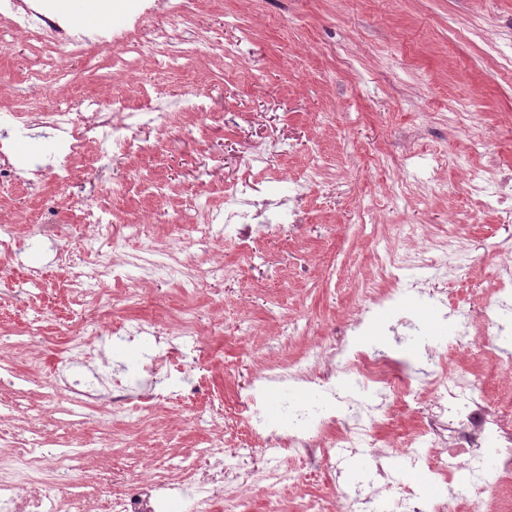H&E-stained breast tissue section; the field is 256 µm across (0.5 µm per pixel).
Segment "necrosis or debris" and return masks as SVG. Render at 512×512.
I'll use <instances>...</instances> for the list:
<instances>
[{"instance_id": "necrosis-or-debris-1", "label": "necrosis or debris", "mask_w": 512, "mask_h": 512, "mask_svg": "<svg viewBox=\"0 0 512 512\" xmlns=\"http://www.w3.org/2000/svg\"><path fill=\"white\" fill-rule=\"evenodd\" d=\"M9 21L15 32L34 29L46 32L47 58L73 55L83 44H124L127 53L141 59L167 58L170 65H185L199 56L223 52L226 59L236 60L232 47L220 48L204 37L173 47L167 27L154 25L142 30L114 32L111 24L102 23L89 34L74 35L60 16L34 0L32 6L18 10L16 0H0V19ZM83 111L71 105L52 103L41 112L23 109L0 113V130L19 124L38 122L68 131L64 150L58 160L55 178L59 186L68 187L78 176L79 164L87 143H95L96 161L128 159L145 152L146 144L125 136V129L140 125L142 113L136 112L123 96L107 103L94 99L83 102ZM253 187L249 182L227 190L224 196V222L234 228V242L241 254H249L253 226L257 223L288 224L296 222L295 212H269L249 209ZM467 192L479 208L495 210L512 198V176L481 170L467 182ZM70 208L93 233L83 239L81 247L89 257L77 276L74 292L86 311H94L100 299L92 284L113 279L131 278L134 269L165 271L172 283L183 290H197L210 276L196 256L189 254L179 238H172L166 250L143 248L126 258L119 244L103 245L99 233L109 228L114 213L111 208L81 195L69 198ZM464 258L459 238L452 232L428 238L416 252H403L384 245L375 259L389 289L366 286L365 298L374 305L396 302L397 285L404 270L412 267L430 269L432 278L442 279L457 272ZM497 285L494 306L472 314L462 306L450 307L454 334L445 349H427V362L434 373V393L425 398L413 394L396 362L389 356L371 357L349 348H329L324 352L326 369L312 374L298 361L267 362L253 381L240 391L233 412L223 404L209 402L190 420L199 430L216 427L234 417L251 435L260 440L262 466L242 469L238 452H229L218 444L200 449L197 461L180 472L152 465L126 476L95 478L82 485L73 483V462L82 451L49 447L47 442L21 431L0 430V512H86L87 503L99 501L102 512H170L179 504L187 512H241L254 488H262L269 500L279 501L285 488L294 486L298 472L290 468L293 460L311 467L335 466L360 454L371 457L367 477L354 494L338 498L336 505L304 502L296 512H370L374 502L386 499L391 512H450L449 488H457L465 512H485L492 494L512 480V397L490 403L477 390L474 377L465 371H448L447 360L456 353L479 354L486 363L484 374L493 381L512 376V358L502 356L496 334L506 333L501 310L512 301V247L502 248L492 271ZM155 347L145 354L138 367L150 381L167 383L168 391L132 395L127 381L119 376L100 373L86 379H69L64 365H57L48 377L35 379L43 390L46 411L58 409L59 394L70 401L92 405L107 397L113 423L131 429L161 404L186 406L207 382V369L200 355L188 349L183 340L204 335L198 313L188 312L175 327L155 328ZM306 383L311 390L327 391L330 405L314 409L292 402L288 405V427H281L270 416L268 392L271 384ZM393 398L405 407L419 406L426 412L420 426L380 449L377 427L390 416L384 402ZM396 459L398 470L385 467V459ZM414 472L417 482L406 484L397 471Z\"/></svg>"}]
</instances>
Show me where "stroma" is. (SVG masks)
<instances>
[{
	"instance_id": "35a3bbf8",
	"label": "stroma",
	"mask_w": 512,
	"mask_h": 512,
	"mask_svg": "<svg viewBox=\"0 0 512 512\" xmlns=\"http://www.w3.org/2000/svg\"><path fill=\"white\" fill-rule=\"evenodd\" d=\"M55 2L76 32L105 20L128 29L138 19L167 25L177 41L201 29L213 43L234 44L239 61L230 66L212 53L186 69L141 62L116 75L117 45L88 43L80 56L59 60L62 77L38 79L28 70L40 47L35 35L0 46L2 110L35 109L49 96L104 101L115 94L130 95L138 107L140 86L157 84L169 98L186 89L205 92L217 114L202 132L186 118L132 128L134 137L158 143V151L84 169L67 189L57 185L54 169L62 133L37 124L10 132V160L36 157L42 167L0 185V225H15L28 243L15 263L0 257V271L17 289L0 301V322L19 331L42 310L55 345L49 353L33 341L20 346L14 366L0 368V393L23 406L42 404L24 378L53 370L70 331L82 324L70 284L87 261L79 246L86 228L65 200L93 189L124 223L144 227L126 239L124 254L147 244L161 250L179 237L206 266L234 269L231 278L208 281L191 298L163 272L137 271V303L123 302L124 284L105 280L98 288L101 329L129 318L172 323L195 307L206 334L191 346L209 361V388L228 405L264 362L298 359L316 373L323 368L317 346L352 340L361 350L396 358L412 389L430 394V366L398 323L403 315L418 317L440 340L444 309L427 293L405 292L394 311L372 308L359 338L346 321L360 302L359 287L376 279L377 242L413 248L399 235L401 224L422 225L430 236L455 230L465 267L443 289L452 300H493L490 270L512 240V216L478 208L465 186L479 166L512 167V0H195L184 21L169 15L165 0ZM465 112L471 120H462ZM431 153L446 157V165L432 167ZM258 155L267 158L268 172L251 167ZM316 158L326 182L310 186L304 176ZM140 171L150 172L165 193L115 192L121 177ZM247 177L255 197L298 209L299 222L257 226L256 250L248 256L220 224L199 240L194 202L223 208L225 189ZM46 222L55 226L52 249L40 240ZM59 248L70 255L69 269L56 267ZM113 431L110 420L85 418L83 407L67 402L39 426L49 441L109 446L104 461L74 472L78 484L135 461L192 456L209 438L223 439L228 449L238 445L235 436L198 432L186 413L167 409L147 423L138 446L113 442Z\"/></svg>"
}]
</instances>
